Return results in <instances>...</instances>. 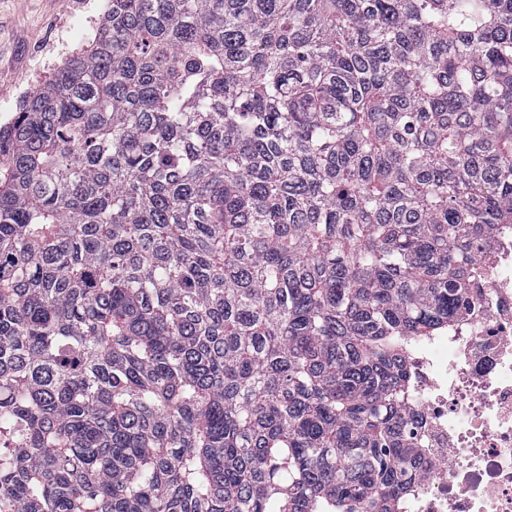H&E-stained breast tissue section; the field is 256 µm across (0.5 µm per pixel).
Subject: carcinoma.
Listing matches in <instances>:
<instances>
[{
    "instance_id": "obj_1",
    "label": "carcinoma",
    "mask_w": 512,
    "mask_h": 512,
    "mask_svg": "<svg viewBox=\"0 0 512 512\" xmlns=\"http://www.w3.org/2000/svg\"><path fill=\"white\" fill-rule=\"evenodd\" d=\"M498 224L512 0H110L0 127V512H402Z\"/></svg>"
}]
</instances>
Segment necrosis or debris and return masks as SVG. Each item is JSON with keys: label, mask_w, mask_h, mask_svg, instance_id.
<instances>
[{"label": "necrosis or debris", "mask_w": 512, "mask_h": 512, "mask_svg": "<svg viewBox=\"0 0 512 512\" xmlns=\"http://www.w3.org/2000/svg\"><path fill=\"white\" fill-rule=\"evenodd\" d=\"M479 250L466 315L422 342L408 367L428 474L408 512H512V225Z\"/></svg>", "instance_id": "necrosis-or-debris-1"}]
</instances>
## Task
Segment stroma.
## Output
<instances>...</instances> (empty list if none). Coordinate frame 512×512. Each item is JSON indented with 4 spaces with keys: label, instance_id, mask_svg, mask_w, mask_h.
<instances>
[{
    "label": "stroma",
    "instance_id": "obj_1",
    "mask_svg": "<svg viewBox=\"0 0 512 512\" xmlns=\"http://www.w3.org/2000/svg\"><path fill=\"white\" fill-rule=\"evenodd\" d=\"M105 8V0H0V126L87 48Z\"/></svg>",
    "mask_w": 512,
    "mask_h": 512
}]
</instances>
